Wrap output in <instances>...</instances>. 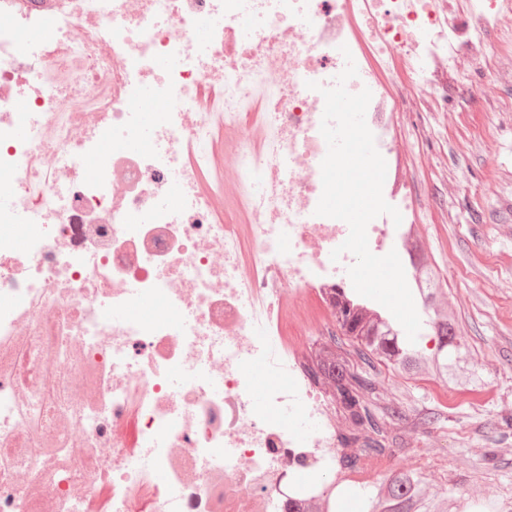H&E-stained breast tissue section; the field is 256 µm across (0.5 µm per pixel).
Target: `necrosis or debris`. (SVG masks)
Listing matches in <instances>:
<instances>
[{"instance_id":"1","label":"necrosis or debris","mask_w":512,"mask_h":512,"mask_svg":"<svg viewBox=\"0 0 512 512\" xmlns=\"http://www.w3.org/2000/svg\"><path fill=\"white\" fill-rule=\"evenodd\" d=\"M453 2L0 0V512H293L336 482L281 330L353 288L348 224L315 213L321 91L354 60L393 162L384 75L437 91L460 36L512 28V0L466 29ZM383 196L378 256L411 222Z\"/></svg>"}]
</instances>
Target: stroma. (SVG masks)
<instances>
[{
    "label": "stroma",
    "mask_w": 512,
    "mask_h": 512,
    "mask_svg": "<svg viewBox=\"0 0 512 512\" xmlns=\"http://www.w3.org/2000/svg\"><path fill=\"white\" fill-rule=\"evenodd\" d=\"M467 68L440 88L437 112L407 72L393 74L404 110L391 134L438 298L483 382L460 390L384 367L380 391L403 415L395 453L425 469L448 512H512V46L490 38Z\"/></svg>",
    "instance_id": "35a3bbf8"
}]
</instances>
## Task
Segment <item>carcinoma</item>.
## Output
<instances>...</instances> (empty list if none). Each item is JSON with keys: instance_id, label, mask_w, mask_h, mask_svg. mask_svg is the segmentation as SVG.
I'll return each instance as SVG.
<instances>
[{"instance_id": "cac0c4a2", "label": "carcinoma", "mask_w": 512, "mask_h": 512, "mask_svg": "<svg viewBox=\"0 0 512 512\" xmlns=\"http://www.w3.org/2000/svg\"><path fill=\"white\" fill-rule=\"evenodd\" d=\"M411 263L427 288L422 290L423 325L433 333L436 349L418 352L395 323L367 302L337 293L333 316L342 337L333 334L316 340L302 354L303 366L313 382L328 395L345 428L337 437L336 464L355 471L364 462L380 460L396 440L399 413L380 392V366L409 376H428L460 388L481 384V376L462 367L458 355L464 347L458 318L439 306L440 275L426 260L419 241L410 243ZM365 512H440L418 470L398 471L361 493Z\"/></svg>"}]
</instances>
